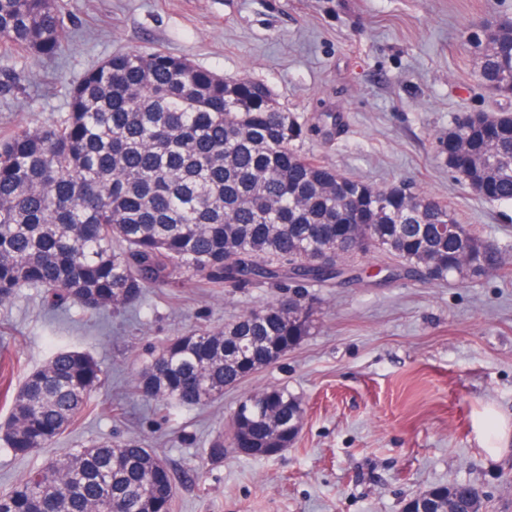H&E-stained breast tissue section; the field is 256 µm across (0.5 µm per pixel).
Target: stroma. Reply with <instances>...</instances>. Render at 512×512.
Here are the masks:
<instances>
[{
  "label": "stroma",
  "instance_id": "stroma-1",
  "mask_svg": "<svg viewBox=\"0 0 512 512\" xmlns=\"http://www.w3.org/2000/svg\"><path fill=\"white\" fill-rule=\"evenodd\" d=\"M70 27L55 60L0 48V138L52 123L68 91L113 53L166 51L227 79L263 83L303 128L306 152L345 176L405 184L447 204L509 259L499 272L435 282L390 275L379 253L355 257L358 281L316 286L310 336L277 364L201 408L166 406L133 389L168 338L223 327L279 298L270 286L226 292L183 276L146 289L137 311H47L20 289L0 305V373L19 387L60 349L100 361L106 384L58 441L24 457L0 444V491L48 460L93 442L137 439L168 463L172 512H403L439 485L472 483L484 512H512V204L458 182L439 139L469 112L512 113L478 80L468 34L512 16V0H62ZM285 386L305 409L294 445L273 457L225 448L244 396ZM507 432V449L488 448Z\"/></svg>",
  "mask_w": 512,
  "mask_h": 512
}]
</instances>
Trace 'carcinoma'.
<instances>
[{
	"mask_svg": "<svg viewBox=\"0 0 512 512\" xmlns=\"http://www.w3.org/2000/svg\"><path fill=\"white\" fill-rule=\"evenodd\" d=\"M66 38L58 0H0V45L53 58ZM479 76L512 97V26L486 33ZM301 128L270 90L224 80L183 56L115 53L72 88L59 122L0 139V303L42 288L51 310L73 302L102 313L137 305L147 288L187 275L228 292L269 285L284 293L212 329L167 340L134 377L151 400L199 407L267 368L275 350L315 328L317 306L291 289L337 278L350 258L387 253L431 281L476 278L502 252L448 206L405 185L345 177L296 144ZM440 153L477 197L512 203V120L463 117ZM452 225V232L439 227ZM101 364L55 352L10 396L0 439L26 456L76 424L102 385ZM233 415L237 453L294 433L297 398L271 387ZM163 459L136 440L94 442L29 472L0 493V512H171ZM473 484L416 498L424 512H478Z\"/></svg>",
	"mask_w": 512,
	"mask_h": 512,
	"instance_id": "obj_1",
	"label": "carcinoma"
}]
</instances>
